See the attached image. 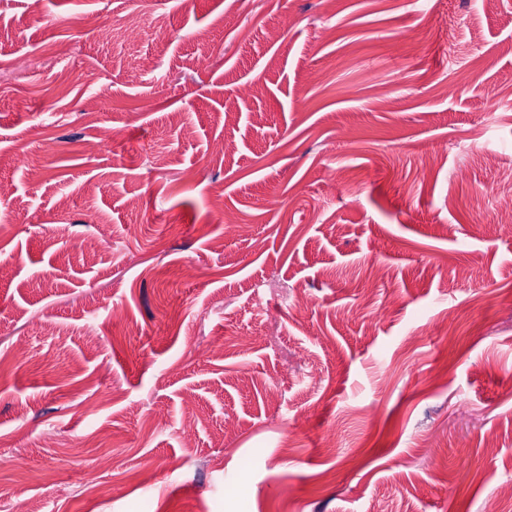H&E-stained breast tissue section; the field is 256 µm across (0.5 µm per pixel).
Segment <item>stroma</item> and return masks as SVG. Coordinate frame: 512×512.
Instances as JSON below:
<instances>
[{
  "mask_svg": "<svg viewBox=\"0 0 512 512\" xmlns=\"http://www.w3.org/2000/svg\"><path fill=\"white\" fill-rule=\"evenodd\" d=\"M430 7L0 0V70H43L0 79V493L23 512L502 502L512 226L486 158L512 159V0Z\"/></svg>",
  "mask_w": 512,
  "mask_h": 512,
  "instance_id": "obj_1",
  "label": "stroma"
}]
</instances>
